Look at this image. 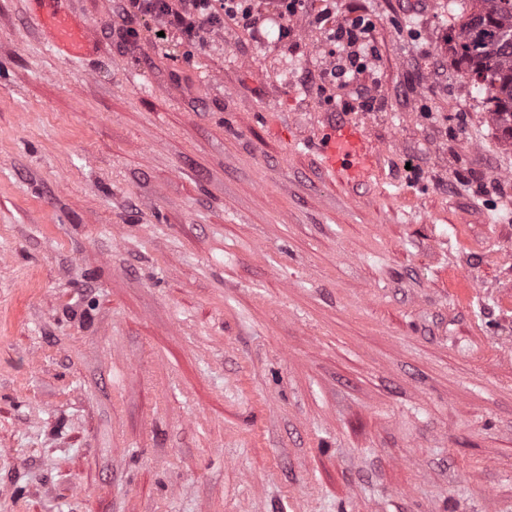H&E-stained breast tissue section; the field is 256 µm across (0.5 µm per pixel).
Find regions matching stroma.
I'll return each instance as SVG.
<instances>
[{
  "label": "stroma",
  "mask_w": 512,
  "mask_h": 512,
  "mask_svg": "<svg viewBox=\"0 0 512 512\" xmlns=\"http://www.w3.org/2000/svg\"><path fill=\"white\" fill-rule=\"evenodd\" d=\"M458 2L337 0L386 96L348 112L316 27L125 50L113 0H0V512H512V144ZM48 25L53 30L55 39L75 56L82 55L87 46L92 43L88 27L80 28L73 25L66 15H53ZM322 169L333 179L356 183L372 167L373 147L354 125L329 128L318 142Z\"/></svg>",
  "instance_id": "35a3bbf8"
}]
</instances>
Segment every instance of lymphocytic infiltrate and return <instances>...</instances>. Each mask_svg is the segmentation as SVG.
I'll return each mask as SVG.
<instances>
[{"instance_id": "lymphocytic-infiltrate-1", "label": "lymphocytic infiltrate", "mask_w": 512, "mask_h": 512, "mask_svg": "<svg viewBox=\"0 0 512 512\" xmlns=\"http://www.w3.org/2000/svg\"><path fill=\"white\" fill-rule=\"evenodd\" d=\"M305 13L314 15L336 47L333 66L308 74V83L320 92L330 87L349 91L369 109L381 103L378 84L361 81L372 71L374 22L361 14L338 17L331 6H318L317 0H118L112 32L121 44L131 46L140 37L135 21L147 18L157 30L177 33L182 43L197 47L228 22L254 35L272 23L277 27L278 42L284 45L292 34L295 18Z\"/></svg>"}]
</instances>
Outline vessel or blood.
<instances>
[{
    "mask_svg": "<svg viewBox=\"0 0 512 512\" xmlns=\"http://www.w3.org/2000/svg\"><path fill=\"white\" fill-rule=\"evenodd\" d=\"M55 39L76 56L90 45V31L72 24L65 15H53L48 21ZM322 169L332 178L355 183L372 167L373 147L366 136L353 125H337L328 129L318 142Z\"/></svg>",
    "mask_w": 512,
    "mask_h": 512,
    "instance_id": "vessel-or-blood-1",
    "label": "vessel or blood"
}]
</instances>
